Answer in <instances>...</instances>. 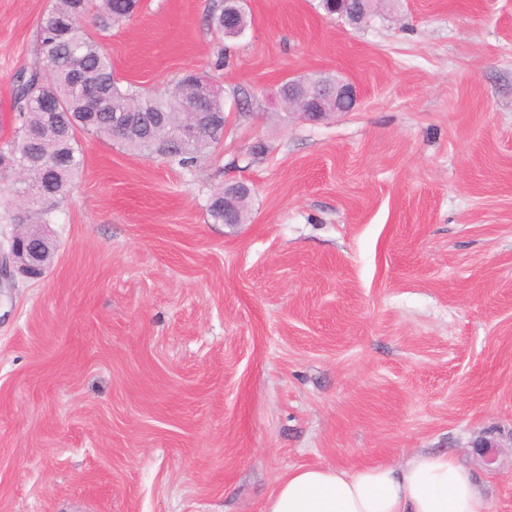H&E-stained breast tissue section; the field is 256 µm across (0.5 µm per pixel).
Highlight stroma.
Masks as SVG:
<instances>
[{"label": "stroma", "mask_w": 512, "mask_h": 512, "mask_svg": "<svg viewBox=\"0 0 512 512\" xmlns=\"http://www.w3.org/2000/svg\"><path fill=\"white\" fill-rule=\"evenodd\" d=\"M54 0H0V140ZM140 0L102 43L122 83L224 96L186 171L78 133L45 278L0 284V512H263L291 471L456 456L512 512V0ZM346 79L310 123L288 78ZM264 144V153L250 149ZM249 219L216 224L225 181ZM495 445L486 464L481 442ZM250 187L239 181L224 184V187L210 193L206 200V210L216 224H224V212H234V198L249 194Z\"/></svg>", "instance_id": "stroma-1"}]
</instances>
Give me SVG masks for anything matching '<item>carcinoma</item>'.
I'll return each mask as SVG.
<instances>
[{"instance_id": "1", "label": "carcinoma", "mask_w": 512, "mask_h": 512, "mask_svg": "<svg viewBox=\"0 0 512 512\" xmlns=\"http://www.w3.org/2000/svg\"><path fill=\"white\" fill-rule=\"evenodd\" d=\"M139 0H55L50 17L38 25L40 54L46 70L36 67L17 76L15 100L22 121L19 140L0 142V155L14 158L28 180H14L0 198L8 205L21 199L25 205L65 197L82 157L77 133L95 134L116 141L138 154H155L181 169L196 167L200 154L223 133L224 100L216 97L208 113L199 117L211 134L173 144L175 130L182 126L194 107L185 77L175 92L156 97L138 88L121 85L103 44L84 25L95 13L97 28L107 32L130 18ZM236 4L229 2L209 15V25L223 37L232 21ZM342 8L369 19L372 0H345ZM57 156L65 165L43 176L37 162ZM206 210L216 224L224 223V189L210 193Z\"/></svg>"}]
</instances>
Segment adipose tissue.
Wrapping results in <instances>:
<instances>
[{
	"label": "adipose tissue",
	"mask_w": 512,
	"mask_h": 512,
	"mask_svg": "<svg viewBox=\"0 0 512 512\" xmlns=\"http://www.w3.org/2000/svg\"><path fill=\"white\" fill-rule=\"evenodd\" d=\"M471 471L456 457L421 453L399 466L347 473L325 466L292 472L264 512H486Z\"/></svg>",
	"instance_id": "1"
}]
</instances>
